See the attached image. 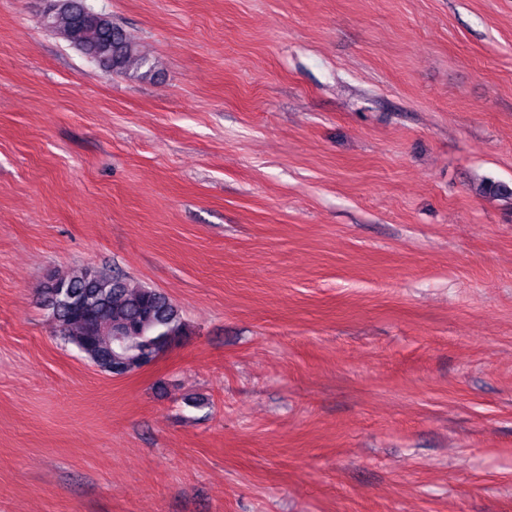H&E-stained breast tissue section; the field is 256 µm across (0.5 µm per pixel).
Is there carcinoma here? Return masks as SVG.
Listing matches in <instances>:
<instances>
[{
	"instance_id": "cac0c4a2",
	"label": "carcinoma",
	"mask_w": 512,
	"mask_h": 512,
	"mask_svg": "<svg viewBox=\"0 0 512 512\" xmlns=\"http://www.w3.org/2000/svg\"><path fill=\"white\" fill-rule=\"evenodd\" d=\"M44 26L109 74L152 77L153 64L122 27L84 11V0H57ZM56 333L108 373L117 359L131 373L141 360L189 336L179 309L163 292L94 267L55 272L38 290Z\"/></svg>"
}]
</instances>
